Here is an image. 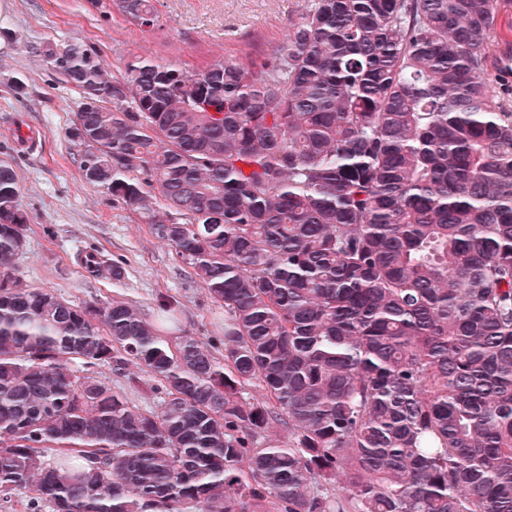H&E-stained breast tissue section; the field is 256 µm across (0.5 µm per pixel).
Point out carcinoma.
<instances>
[{
    "mask_svg": "<svg viewBox=\"0 0 512 512\" xmlns=\"http://www.w3.org/2000/svg\"><path fill=\"white\" fill-rule=\"evenodd\" d=\"M160 27L153 0H112ZM497 0H313L258 64L137 58L80 97L83 178L224 307V357L27 284L0 160V492L28 512H512V87ZM92 277L122 267L101 253ZM142 375L132 403L97 377ZM256 394L243 396L247 387ZM280 426L283 441L272 436ZM498 3L494 21L497 36L485 45L487 69L492 78L499 77L502 61L510 59L512 63V0H499ZM100 373L98 374V377L108 382L109 384L112 383V387L120 388L121 390H124L127 397L131 399L134 403L140 405V406H153V404H156V400H149L148 396L134 392L127 388L125 384V378L123 376L117 375L115 372L111 370L109 367H102L99 369Z\"/></svg>",
    "mask_w": 512,
    "mask_h": 512,
    "instance_id": "obj_1",
    "label": "carcinoma"
}]
</instances>
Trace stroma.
Returning <instances> with one entry per match:
<instances>
[{
  "label": "stroma",
  "instance_id": "1",
  "mask_svg": "<svg viewBox=\"0 0 512 512\" xmlns=\"http://www.w3.org/2000/svg\"><path fill=\"white\" fill-rule=\"evenodd\" d=\"M312 0H155L153 33L88 0H0V159L13 165L28 214L18 275L76 305L123 301L159 333L192 336L223 357L224 310L185 273L173 248L138 211L84 181L67 137L79 97L58 83L40 54L44 41L95 50L109 74L146 57L187 69L213 60L242 65L282 45ZM497 36L485 46L488 72L512 60V0H499ZM96 249L120 262V279L87 275L81 257ZM171 300L173 316L160 305Z\"/></svg>",
  "mask_w": 512,
  "mask_h": 512
}]
</instances>
